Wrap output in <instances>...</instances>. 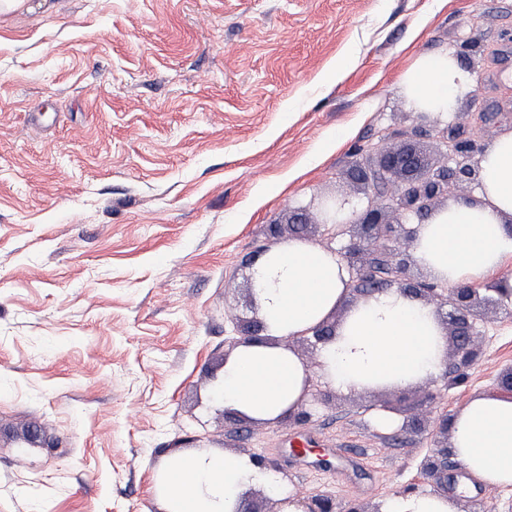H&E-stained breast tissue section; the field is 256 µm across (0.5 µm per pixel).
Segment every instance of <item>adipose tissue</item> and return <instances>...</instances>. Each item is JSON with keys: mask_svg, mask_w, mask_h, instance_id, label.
Here are the masks:
<instances>
[{"mask_svg": "<svg viewBox=\"0 0 512 512\" xmlns=\"http://www.w3.org/2000/svg\"><path fill=\"white\" fill-rule=\"evenodd\" d=\"M400 82L416 105L443 112L471 89L473 77L444 54L416 57ZM477 197L478 205L453 202L415 225L414 257L448 285L489 283L512 297V131L481 155ZM256 278L267 334L226 359L216 395L225 408L266 422L296 405L306 378L304 364L280 339L318 325L341 306L348 273L337 254L292 238L262 259ZM446 345L430 308L383 292L345 316L336 340L322 348L323 373L344 390L407 387L442 374ZM451 444L466 474L492 489L511 486L512 394L468 400L454 414ZM271 482L245 456H181L167 469L163 509L234 512L249 486Z\"/></svg>", "mask_w": 512, "mask_h": 512, "instance_id": "obj_1", "label": "adipose tissue"}]
</instances>
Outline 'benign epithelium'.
I'll list each match as a JSON object with an SVG mask.
<instances>
[{
	"label": "benign epithelium",
	"instance_id": "benign-epithelium-1",
	"mask_svg": "<svg viewBox=\"0 0 512 512\" xmlns=\"http://www.w3.org/2000/svg\"><path fill=\"white\" fill-rule=\"evenodd\" d=\"M486 124L485 114L476 118L472 131L464 136L440 122L428 126H412L396 133L397 144L388 149L383 141L369 142L365 147L366 158L349 171L350 180L356 184L361 197L353 204L348 199L331 196L320 203L322 215L318 226L327 242L325 249L340 251L341 259L349 273L347 290L366 304L376 295L396 290L402 296L430 307L452 341V352L446 359L444 373L433 379L429 396L437 397L449 380L461 381L465 372L480 358L474 336L482 308L492 299L481 293V288L469 284L452 287L432 277L412 280L407 277V256L413 249L415 231L413 224H423L435 213L459 199L461 185L478 180V155L483 147L478 144L479 128ZM432 139L437 147L438 159L432 161L422 152L423 137ZM385 186L379 192L376 185ZM309 225L307 209L297 207L288 217V229L296 238L307 236ZM347 235L349 243L337 249L336 239ZM382 265L389 275L376 287H368L375 275L376 265ZM339 324L325 318L310 330L285 338V341H309L324 345L334 339ZM267 329L265 321L257 316L239 325L238 336L227 340L235 349L251 343ZM306 395L310 400L287 413L299 425L313 418L314 381H305ZM452 458L448 441L434 439L431 454L423 464L424 475L430 479L436 493H448L449 459ZM302 512H360L355 507L340 509L330 494H316L298 499Z\"/></svg>",
	"mask_w": 512,
	"mask_h": 512
}]
</instances>
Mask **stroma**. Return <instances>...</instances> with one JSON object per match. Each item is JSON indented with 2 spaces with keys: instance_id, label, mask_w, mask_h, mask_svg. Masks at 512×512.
Listing matches in <instances>:
<instances>
[{
  "instance_id": "stroma-1",
  "label": "stroma",
  "mask_w": 512,
  "mask_h": 512,
  "mask_svg": "<svg viewBox=\"0 0 512 512\" xmlns=\"http://www.w3.org/2000/svg\"><path fill=\"white\" fill-rule=\"evenodd\" d=\"M512 0H25L0 11V512H161L178 455H265L294 441L336 466L249 488L328 493L379 512L432 492L435 421L512 366V302L487 307L478 362L436 407L425 382L342 390L314 416L225 428L214 397L225 338L251 316L242 261L267 228L355 194V147L418 124L400 85L419 54L474 77L453 122L512 113ZM49 448H18L30 423ZM456 512H512V487L474 485Z\"/></svg>"
}]
</instances>
